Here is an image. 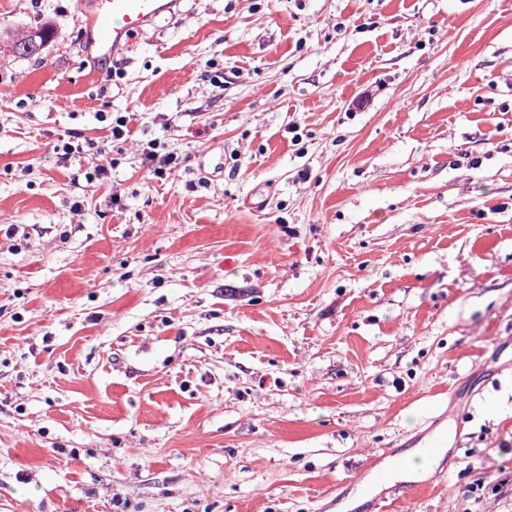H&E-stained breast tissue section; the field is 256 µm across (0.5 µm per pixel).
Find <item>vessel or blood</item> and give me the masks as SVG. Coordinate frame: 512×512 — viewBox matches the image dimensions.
Returning a JSON list of instances; mask_svg holds the SVG:
<instances>
[{
  "label": "vessel or blood",
  "mask_w": 512,
  "mask_h": 512,
  "mask_svg": "<svg viewBox=\"0 0 512 512\" xmlns=\"http://www.w3.org/2000/svg\"><path fill=\"white\" fill-rule=\"evenodd\" d=\"M179 0H83L82 44L87 57L110 59L128 49L136 36L173 14Z\"/></svg>",
  "instance_id": "b4317fda"
}]
</instances>
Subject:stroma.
<instances>
[{"instance_id":"35a3bbf8","label":"stroma","mask_w":512,"mask_h":512,"mask_svg":"<svg viewBox=\"0 0 512 512\" xmlns=\"http://www.w3.org/2000/svg\"><path fill=\"white\" fill-rule=\"evenodd\" d=\"M84 22L0 0L54 28L0 52V512H368L440 415L386 512H512V0H181L103 66ZM166 149L167 147L164 141H161L159 138H154L147 143L146 147L143 146L141 150L143 162H149L155 165L153 169L155 175H159L164 167L172 163L173 157L170 153H165ZM440 421L436 423L428 432H426L422 438L421 441L424 439V445L428 449V452L431 454V456L434 458L436 464H438L437 469L435 471L434 476L432 479L428 480H418L411 482L410 484L404 485V484H394L393 486H390L387 488L386 495L381 498L373 497L372 501L375 502L376 510L382 511L383 510V503H386L389 500H397L401 497L405 496V494L418 486H421L423 484H427L430 482L435 481V478L440 475L442 472L445 471V464L441 462V448H445V445L448 444V428L446 430L442 431L437 436L433 435L434 428H436L437 425H439L443 420L444 417L439 419ZM427 437V438H426ZM427 439V440H426Z\"/></svg>"}]
</instances>
